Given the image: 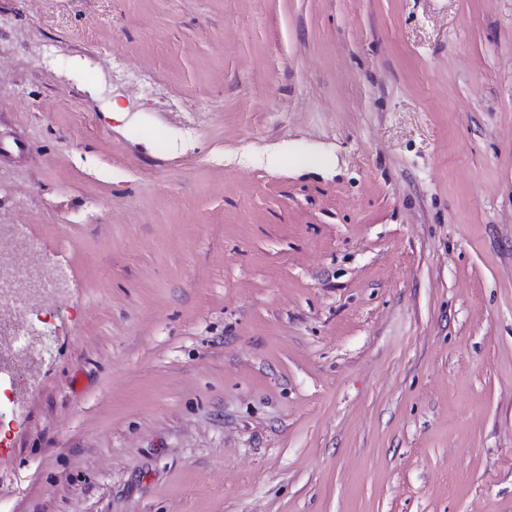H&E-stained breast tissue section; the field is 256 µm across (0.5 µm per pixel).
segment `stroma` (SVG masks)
<instances>
[{"label": "stroma", "instance_id": "stroma-1", "mask_svg": "<svg viewBox=\"0 0 512 512\" xmlns=\"http://www.w3.org/2000/svg\"><path fill=\"white\" fill-rule=\"evenodd\" d=\"M1 224L0 512H512V0H0ZM10 304H11L14 312L16 313V315L20 318L21 324H22V329L20 331V335L17 336V339L15 341V346L17 348H23V347L27 346L29 338L32 334L34 336H39L40 341L37 345V350H36V353L39 357L41 352H43L44 343L47 339V336H49V334H50V330H51V326H52L51 319H53L55 317V313L58 310L56 312L46 313L45 319L41 320L40 328L37 331L30 333L26 330V326H25V317H26L25 314L27 313V309L30 306V304L27 302L24 294L21 292L16 293L11 298Z\"/></svg>", "mask_w": 512, "mask_h": 512}]
</instances>
